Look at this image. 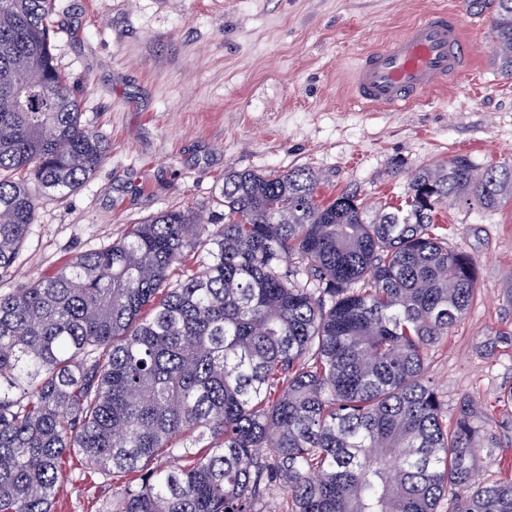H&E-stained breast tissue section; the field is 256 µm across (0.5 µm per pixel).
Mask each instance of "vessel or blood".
I'll list each match as a JSON object with an SVG mask.
<instances>
[{"label": "vessel or blood", "instance_id": "1", "mask_svg": "<svg viewBox=\"0 0 512 512\" xmlns=\"http://www.w3.org/2000/svg\"><path fill=\"white\" fill-rule=\"evenodd\" d=\"M471 64L460 14L442 8L367 51L351 74L350 91L365 111H406L426 94L452 85Z\"/></svg>", "mask_w": 512, "mask_h": 512}]
</instances>
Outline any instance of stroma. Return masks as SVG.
<instances>
[{"label": "stroma", "instance_id": "stroma-1", "mask_svg": "<svg viewBox=\"0 0 512 512\" xmlns=\"http://www.w3.org/2000/svg\"><path fill=\"white\" fill-rule=\"evenodd\" d=\"M460 9L473 62L408 112H365L347 92L364 52L430 11ZM495 0H57L55 58L110 152L76 192L45 194L0 289L111 244L154 213L218 216L232 170L313 171L319 200L354 191L368 211L401 202L411 175L464 155L512 161V78L495 59ZM436 232L476 261L478 293L430 351L452 421L471 398L512 460V206L439 209ZM53 512H110L112 482L64 464Z\"/></svg>", "mask_w": 512, "mask_h": 512}]
</instances>
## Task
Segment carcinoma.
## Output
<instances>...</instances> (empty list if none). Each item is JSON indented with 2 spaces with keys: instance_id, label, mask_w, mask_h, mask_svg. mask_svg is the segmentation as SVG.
<instances>
[{
  "instance_id": "obj_1",
  "label": "carcinoma",
  "mask_w": 512,
  "mask_h": 512,
  "mask_svg": "<svg viewBox=\"0 0 512 512\" xmlns=\"http://www.w3.org/2000/svg\"><path fill=\"white\" fill-rule=\"evenodd\" d=\"M54 10L0 0V277L39 196L110 151L55 62ZM492 34L512 77V0ZM317 189L305 168L232 171L214 230L164 210L0 291V512H52L71 454L112 479V512H269L275 490L291 512H438L447 493L454 512H512L511 477L475 482L496 438L469 398L443 423L425 364L477 291L438 210L512 204V163L436 161L371 219Z\"/></svg>"
}]
</instances>
